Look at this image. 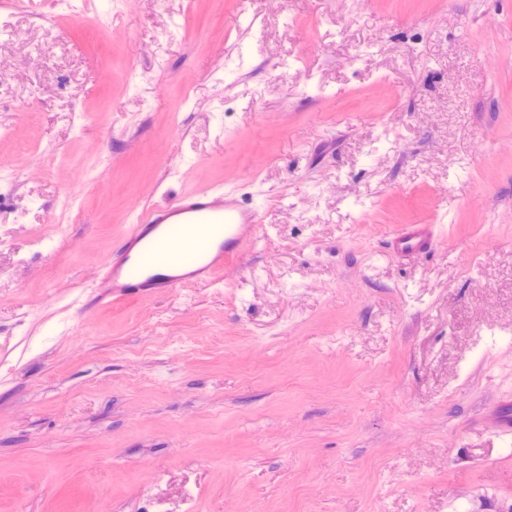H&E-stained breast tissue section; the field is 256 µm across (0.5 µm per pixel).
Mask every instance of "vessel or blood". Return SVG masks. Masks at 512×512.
Returning a JSON list of instances; mask_svg holds the SVG:
<instances>
[{"instance_id": "vessel-or-blood-1", "label": "vessel or blood", "mask_w": 512, "mask_h": 512, "mask_svg": "<svg viewBox=\"0 0 512 512\" xmlns=\"http://www.w3.org/2000/svg\"><path fill=\"white\" fill-rule=\"evenodd\" d=\"M261 219L260 207L221 187L194 189L136 213L85 303L165 296L213 280L254 241ZM435 239V225L404 224L388 239L387 248L395 259L411 261L429 253Z\"/></svg>"}]
</instances>
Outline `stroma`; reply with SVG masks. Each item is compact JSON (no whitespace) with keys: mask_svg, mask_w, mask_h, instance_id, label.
<instances>
[{"mask_svg":"<svg viewBox=\"0 0 512 512\" xmlns=\"http://www.w3.org/2000/svg\"><path fill=\"white\" fill-rule=\"evenodd\" d=\"M76 6L0 0V512H512V0ZM217 183L220 281L74 307ZM436 224H403L387 240L389 253L397 260L411 261L432 250Z\"/></svg>","mask_w":512,"mask_h":512,"instance_id":"35a3bbf8","label":"stroma"}]
</instances>
